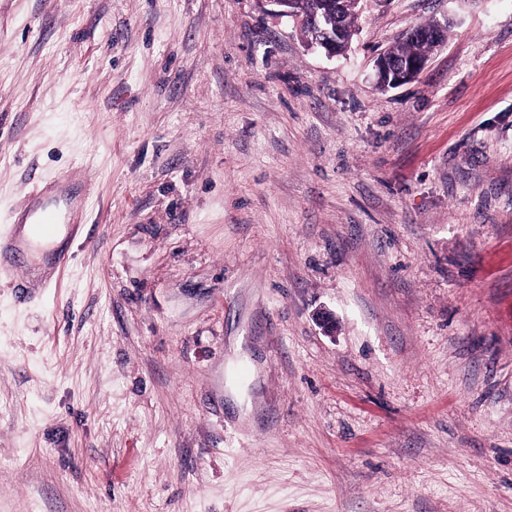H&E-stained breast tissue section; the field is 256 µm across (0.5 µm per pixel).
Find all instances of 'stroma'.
I'll return each mask as SVG.
<instances>
[{
  "label": "stroma",
  "instance_id": "obj_1",
  "mask_svg": "<svg viewBox=\"0 0 512 512\" xmlns=\"http://www.w3.org/2000/svg\"><path fill=\"white\" fill-rule=\"evenodd\" d=\"M57 189L0 512H512V0H365L336 57L268 0H0V232ZM434 48V43L429 40L406 36L402 41L393 45L389 51V48H387L378 56L376 60V80H380L386 86L393 88L412 81L428 61V57L424 56H428ZM386 55L398 61L409 57L423 58L396 63L389 61Z\"/></svg>",
  "mask_w": 512,
  "mask_h": 512
}]
</instances>
